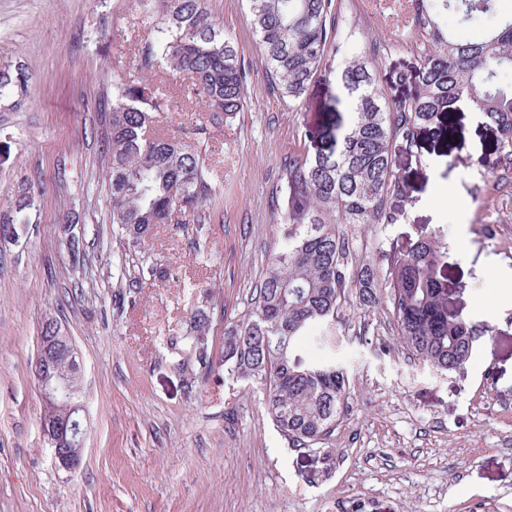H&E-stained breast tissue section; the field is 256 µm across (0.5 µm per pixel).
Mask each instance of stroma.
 Masks as SVG:
<instances>
[{
  "label": "stroma",
  "instance_id": "stroma-1",
  "mask_svg": "<svg viewBox=\"0 0 512 512\" xmlns=\"http://www.w3.org/2000/svg\"><path fill=\"white\" fill-rule=\"evenodd\" d=\"M341 3L347 46L389 45V63L412 62L407 0ZM210 9L253 74L248 103L226 125L200 109L156 113L162 134L205 151L219 189L205 221L158 225L134 252L112 231L98 104L150 21L134 0H0V66L30 77L23 96L0 100V211L23 185L42 187L27 236L0 243V512H512V301L472 306L475 291L495 287L488 268L512 273V190L475 189L495 131L456 109L421 132L417 155H396L400 221L344 227L364 257L423 233L445 246L449 309L483 331L469 361L442 373L419 363L387 305L348 299L333 345L305 340L295 353L345 368L350 411L325 450L292 447L258 389L225 376L224 326L247 311L282 247L274 205L289 154L325 148L329 126L348 121L334 76L344 56L328 51L326 75L288 106L261 74L245 0ZM450 185L467 204L461 224ZM68 214L88 241L80 265L65 247ZM154 263L165 278L138 283ZM198 308L212 313L206 376L167 345ZM50 318L82 361L87 432L74 474L54 464L32 374Z\"/></svg>",
  "mask_w": 512,
  "mask_h": 512
}]
</instances>
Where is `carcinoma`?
Here are the masks:
<instances>
[{"mask_svg":"<svg viewBox=\"0 0 512 512\" xmlns=\"http://www.w3.org/2000/svg\"><path fill=\"white\" fill-rule=\"evenodd\" d=\"M415 64L392 71L404 88L390 96L381 80L386 58L369 44L349 52L336 71V101L350 106L346 126L327 133L328 145L309 157H288L283 208L291 221L250 311L224 328V372L263 392V406L292 446L330 440L349 406L348 376L334 363L307 365L294 354L302 333L322 329L335 339L336 317L355 296L365 310L387 302L397 336L421 362L451 371L470 358L478 328L448 313V285L439 264L442 246L427 236L405 250L359 259L343 224H395L392 199L402 194L396 151L411 152L421 131L440 129L466 103L499 137L494 157L481 162L483 177L498 189L512 182V7L496 0H410ZM209 0H137L142 17L156 24L136 42L129 69L103 101L102 131L107 201L112 230L135 246L148 244L159 224L200 218L216 196L202 151L162 136L154 113L171 96L144 77L165 64L183 103L202 98L211 121H232L247 105L250 83L238 48L211 17ZM262 72L271 88L298 105L322 75L331 48L341 51L336 0H247ZM462 15V27L492 22L471 37L448 26L443 12ZM28 83L24 71L0 68V99ZM35 188L0 214V227L28 224ZM195 335L170 340L174 356L193 353L199 367L210 353L199 341L210 314H191Z\"/></svg>","mask_w":512,"mask_h":512,"instance_id":"obj_1","label":"carcinoma"}]
</instances>
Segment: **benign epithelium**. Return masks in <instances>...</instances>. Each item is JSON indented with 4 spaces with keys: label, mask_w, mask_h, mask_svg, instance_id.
I'll use <instances>...</instances> for the list:
<instances>
[{
    "label": "benign epithelium",
    "mask_w": 512,
    "mask_h": 512,
    "mask_svg": "<svg viewBox=\"0 0 512 512\" xmlns=\"http://www.w3.org/2000/svg\"><path fill=\"white\" fill-rule=\"evenodd\" d=\"M45 325L50 327V335L40 337L35 365V378L44 398L41 426L55 463L66 471L75 472L82 463L86 436L84 405L60 374V366L66 363L72 368L70 379L76 384L78 374L82 373L81 364L71 338L61 326L52 320L45 321ZM59 404L67 405L69 416L59 419L48 413Z\"/></svg>",
    "instance_id": "7a95c632"
}]
</instances>
